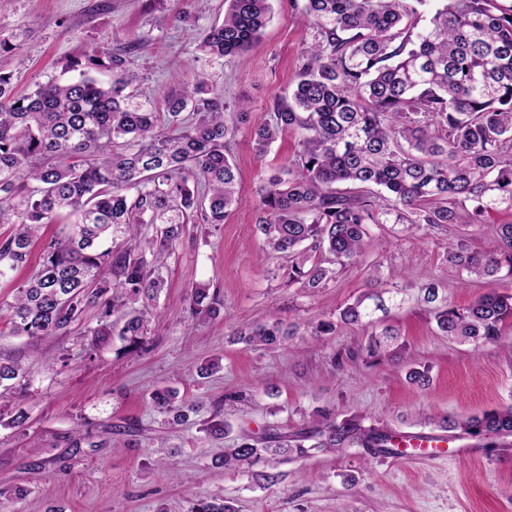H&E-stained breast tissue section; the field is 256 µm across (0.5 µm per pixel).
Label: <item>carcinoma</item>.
<instances>
[{"label":"carcinoma","instance_id":"cac0c4a2","mask_svg":"<svg viewBox=\"0 0 512 512\" xmlns=\"http://www.w3.org/2000/svg\"><path fill=\"white\" fill-rule=\"evenodd\" d=\"M225 3L224 22L198 44L217 60L250 46L270 20L269 0ZM429 8V24L418 27ZM305 12L316 42L305 48L289 97L254 132L260 155L282 132H301L295 162L267 179L257 204L265 246L291 258L288 282L321 287L336 270L311 261L312 253L326 252L341 267L354 263L370 246L371 224H482L489 209L512 208V0H307ZM126 63L121 52L96 50L78 78L50 80L21 98L11 95L13 75L0 71V224L14 226L0 238V278L27 262L44 226L67 228L7 304L14 333H65L92 305H103L107 318L140 299L118 336L128 352L142 351L160 269L186 224L196 216L217 226L242 204L238 168L224 153L236 134L224 120V98L199 79L168 97L161 122L127 93ZM142 224L161 225L156 238L138 240ZM448 264L479 278L504 267L512 275V224L497 226L488 251L449 247ZM419 292L450 339L498 343L512 321V295L492 291L456 308L431 283ZM376 299L357 298L310 335L371 323ZM190 306L213 317L221 301L199 285ZM292 335L276 322L238 341L273 348ZM366 350L380 358L402 344L387 328L369 335ZM175 398L172 389L151 394L156 409L180 419ZM439 426L488 440L509 436L512 406L449 416ZM313 438L298 433L279 448L244 439L224 449L222 464L268 481L258 467L275 466L283 453L305 456ZM390 440L346 419L329 424L312 447L391 454Z\"/></svg>","mask_w":512,"mask_h":512}]
</instances>
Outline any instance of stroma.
Returning <instances> with one entry per match:
<instances>
[{
    "label": "stroma",
    "instance_id": "stroma-1",
    "mask_svg": "<svg viewBox=\"0 0 512 512\" xmlns=\"http://www.w3.org/2000/svg\"><path fill=\"white\" fill-rule=\"evenodd\" d=\"M272 16L247 50L216 61L199 55L205 32L222 24L224 0L195 11L188 0H6L0 7V71L15 92L70 75L92 51L126 47L135 102L164 112L171 93L204 79L224 98L225 118L238 128L230 156L239 170L241 207L217 227L187 225L162 268L164 286L149 349L125 353L118 336L94 343L101 310L88 308L67 334L33 339L0 319V359L26 371L21 386L0 397V512H188L199 500H223L237 512H512V437L497 445L469 435L448 439L433 458L408 448L399 456L364 448L280 464V480L255 485L212 460L242 438L265 441L354 418L394 439L438 433L437 419L512 406V347L454 342L441 336L427 306H388L371 327L347 326L316 341L310 328L335 320L345 305L392 285L436 283L457 307L494 291L512 294V277L463 278L449 266L450 243L492 246L495 227L512 209L490 210L484 223L374 224L364 258L338 270L316 290L288 281V260L271 253L256 226L258 191L288 168L300 138L290 131L265 154L253 132L285 97L304 64L315 31L305 0H271ZM187 20H178L179 12ZM207 283L224 303L202 319L190 309L194 285ZM297 325L298 333L265 349L238 342L264 322ZM396 328L404 357H368L370 330ZM216 370L200 374L206 362ZM428 367L430 382L406 378L409 363ZM176 391L189 407L174 421L151 403L153 390ZM23 426H15V414ZM228 433L207 432L209 422ZM470 457L459 458L460 447Z\"/></svg>",
    "mask_w": 512,
    "mask_h": 512
}]
</instances>
